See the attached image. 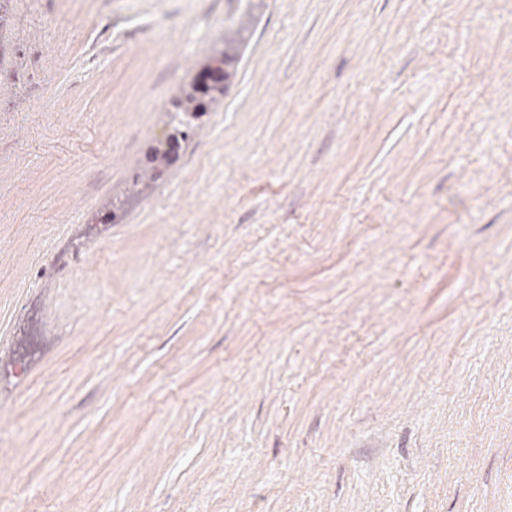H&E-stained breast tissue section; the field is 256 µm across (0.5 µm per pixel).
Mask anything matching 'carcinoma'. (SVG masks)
Wrapping results in <instances>:
<instances>
[{"label":"carcinoma","instance_id":"obj_1","mask_svg":"<svg viewBox=\"0 0 512 512\" xmlns=\"http://www.w3.org/2000/svg\"><path fill=\"white\" fill-rule=\"evenodd\" d=\"M246 38L243 35L224 39V49L216 50L210 57V63L203 69L198 78L189 87L181 90L171 102L173 111L183 113L186 118L198 117L206 111L204 98L209 102H216L224 95V81L228 80L230 74L224 70V65L236 60L240 54L241 47L245 44ZM192 127L182 130L178 127L172 128L168 135L165 148H156L149 155V162L152 164V173L142 172L136 175L135 184L147 185L148 179H154L161 168L172 164L178 157V151L182 144L188 141L189 131Z\"/></svg>","mask_w":512,"mask_h":512}]
</instances>
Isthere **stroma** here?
Listing matches in <instances>:
<instances>
[{
    "instance_id": "35a3bbf8",
    "label": "stroma",
    "mask_w": 512,
    "mask_h": 512,
    "mask_svg": "<svg viewBox=\"0 0 512 512\" xmlns=\"http://www.w3.org/2000/svg\"><path fill=\"white\" fill-rule=\"evenodd\" d=\"M0 5V512H512V0ZM237 34V38L224 37V49L215 50L209 59L210 63L203 69L194 83L189 86V89H182L180 94L174 97L170 103L173 109H169L168 112L174 111L178 114L182 112L188 120V127L186 130L179 127L172 128V132L167 137L165 148H156L149 155V162L153 164L151 175L147 172L137 174L135 185L148 186V179L156 178L158 173L161 172V168L169 166L177 159L182 143L188 141L189 132L193 128L191 118L201 116L206 111L204 97H209V102L214 103L221 96H224V81L230 77V74L225 72L224 65L238 58L241 47L246 42V38L243 37L240 31H237ZM207 77L210 78L211 83H205Z\"/></svg>"
}]
</instances>
